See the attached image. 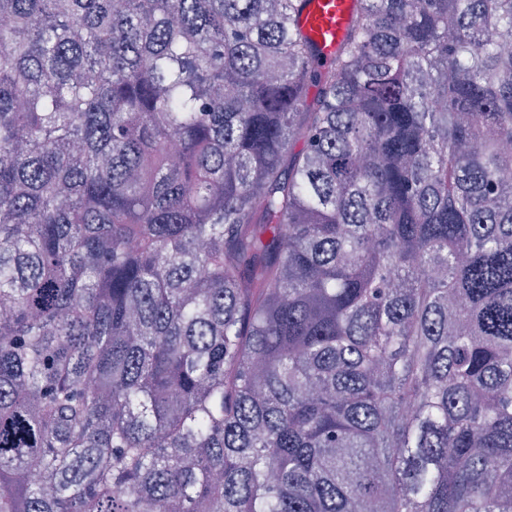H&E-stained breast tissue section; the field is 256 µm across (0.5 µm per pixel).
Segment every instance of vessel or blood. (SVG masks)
I'll list each match as a JSON object with an SVG mask.
<instances>
[{
  "mask_svg": "<svg viewBox=\"0 0 512 512\" xmlns=\"http://www.w3.org/2000/svg\"><path fill=\"white\" fill-rule=\"evenodd\" d=\"M356 0H304L299 15L303 33L317 47L322 62H330L347 34Z\"/></svg>",
  "mask_w": 512,
  "mask_h": 512,
  "instance_id": "vessel-or-blood-1",
  "label": "vessel or blood"
}]
</instances>
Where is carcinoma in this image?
Masks as SVG:
<instances>
[{"instance_id": "obj_1", "label": "carcinoma", "mask_w": 512, "mask_h": 512, "mask_svg": "<svg viewBox=\"0 0 512 512\" xmlns=\"http://www.w3.org/2000/svg\"><path fill=\"white\" fill-rule=\"evenodd\" d=\"M0 0V512H512V0ZM299 26L317 47V56L328 63L347 34L356 0H302Z\"/></svg>"}]
</instances>
